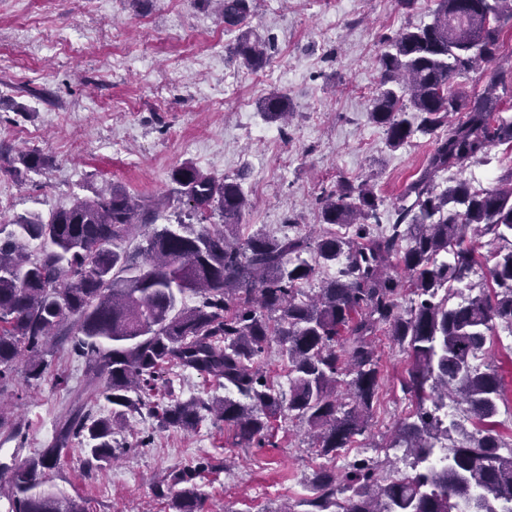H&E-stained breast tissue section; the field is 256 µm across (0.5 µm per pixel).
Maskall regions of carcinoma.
I'll list each match as a JSON object with an SVG mask.
<instances>
[{
	"mask_svg": "<svg viewBox=\"0 0 512 512\" xmlns=\"http://www.w3.org/2000/svg\"><path fill=\"white\" fill-rule=\"evenodd\" d=\"M221 2L224 28L233 31L255 0ZM510 22L512 0H436L431 23L384 39L369 117L392 148L418 132L433 139L385 228L374 187L344 178L319 200L321 223L328 225L321 235L256 233L242 240L239 221L249 202L241 183L188 162L172 170V194L186 201L188 216L217 212L223 223L184 232L158 228L155 206L118 183L94 198H75L47 220L17 217L18 233L0 238V394L20 363L27 379H41L45 345L63 334L72 337L76 354L95 362L105 385L89 389L112 410L97 415L81 405L64 419L56 443L33 458L0 464V477L10 474L11 512H85L76 500L37 490L40 479L72 437L88 464L110 462L118 448L115 427L159 388L171 390L174 367L211 375L239 398H173L153 412L160 426L193 429L205 411L232 426L239 443L273 447L270 418L281 414L310 427L319 454L337 455L368 427L380 379L373 336L382 325L411 359L401 385L415 409L389 447L407 449L412 473L381 479L372 459L355 460L341 473L319 470L310 512H512V453H499L504 444L494 434L506 402L504 376L494 366L474 365L495 328L512 327V172L492 188L437 182L460 163L483 161L494 145L512 144V120L500 116L506 102L497 95L512 83V68L494 69L481 93L455 82L497 61ZM230 54L251 71L269 64L266 43L248 32ZM260 108L270 122L289 111L277 94ZM137 224L151 227L138 251L114 248ZM471 231L502 246L485 258L493 285L455 303L456 284L480 265ZM22 238L45 248L32 255ZM333 263L336 277L305 295L303 285ZM404 287L412 295L407 307L400 302ZM186 293L195 305L177 307ZM273 338L288 360L286 396L259 366ZM342 376L345 402L336 394ZM450 398L479 424L475 431L441 415ZM438 452L447 464L428 466ZM207 466L171 477L172 512H199L195 477Z\"/></svg>",
	"mask_w": 512,
	"mask_h": 512,
	"instance_id": "obj_1",
	"label": "carcinoma"
}]
</instances>
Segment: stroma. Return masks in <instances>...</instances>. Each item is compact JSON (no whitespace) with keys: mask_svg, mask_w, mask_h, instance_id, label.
I'll return each instance as SVG.
<instances>
[{"mask_svg":"<svg viewBox=\"0 0 512 512\" xmlns=\"http://www.w3.org/2000/svg\"><path fill=\"white\" fill-rule=\"evenodd\" d=\"M434 8V0L409 9L398 0H257L244 27L274 48L267 72L254 73L229 56L235 35L219 18L220 0H0V192L10 197L0 232H13L17 216H49L114 182L158 202V225L177 227L188 208L169 200L170 173L186 161L219 179L241 177L243 235L321 233L316 200L343 177L370 178L383 200L380 221L392 223L432 141L417 135L394 150L370 121L380 37L430 23ZM273 92L288 100L287 124L257 109ZM29 151L47 165L21 168ZM376 345L378 400L353 445L374 449L381 476H398L408 460L384 449L413 409L401 387L409 358L386 334ZM48 361L38 382L19 371L0 394L1 464L48 447L77 394L104 382L69 339L53 341ZM170 378L181 400L225 395L204 373L176 367ZM271 426L274 446L248 448L213 419L191 431L161 429L144 409L117 429L125 447L117 459L88 468L71 441L42 488L83 499L87 512H169L162 480L206 460L201 512H306L312 471H341L348 461L318 455L304 423L276 417Z\"/></svg>","mask_w":512,"mask_h":512,"instance_id":"1","label":"stroma"}]
</instances>
